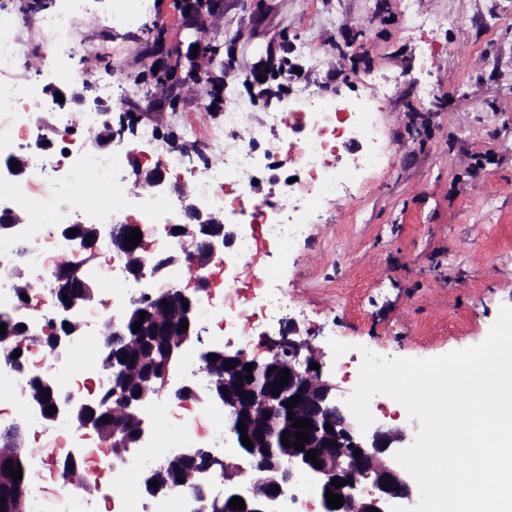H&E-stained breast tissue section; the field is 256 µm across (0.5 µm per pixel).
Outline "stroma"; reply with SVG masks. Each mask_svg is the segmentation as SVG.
<instances>
[{
  "label": "stroma",
  "instance_id": "obj_1",
  "mask_svg": "<svg viewBox=\"0 0 512 512\" xmlns=\"http://www.w3.org/2000/svg\"><path fill=\"white\" fill-rule=\"evenodd\" d=\"M429 22L409 25L404 0H223L209 36L232 66L228 87L207 108V87L186 83L177 110L160 106L155 83L140 76L184 53L180 0H142L132 26L109 29L111 0L74 22L75 57L67 83L46 81V107L31 112L52 146L34 186L40 207L56 196L52 166L71 127L104 101L113 122L124 113L154 128L153 147L125 135L115 149L124 171L163 170L167 181L196 193L171 155L201 168L235 150L210 136L225 110L245 102L242 121L263 126L264 146L290 174L293 155L276 113L304 96L372 101L376 142L346 138L328 154L343 168L366 153L380 161L343 198L324 204L320 220L289 258L267 246L243 268L276 269L287 308L276 316L250 309L249 357L265 360L267 337L293 325L315 347L325 377L351 394L359 346L388 358H432L481 343L501 306H512V0H417ZM33 0H0V15L18 17L17 37L30 71L55 60ZM166 29L163 44L153 30ZM286 57L292 76L271 80L281 101L252 99L248 70L268 45ZM84 91V102L71 94ZM350 344L334 356L330 339Z\"/></svg>",
  "mask_w": 512,
  "mask_h": 512
}]
</instances>
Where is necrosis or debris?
I'll return each mask as SVG.
<instances>
[{
  "label": "necrosis or debris",
  "mask_w": 512,
  "mask_h": 512,
  "mask_svg": "<svg viewBox=\"0 0 512 512\" xmlns=\"http://www.w3.org/2000/svg\"><path fill=\"white\" fill-rule=\"evenodd\" d=\"M92 0H61L59 11L44 16L43 23L55 45L58 56L70 55L74 50L73 21L86 13ZM14 23L0 18V113L9 114L14 123V133L0 135V153L13 149L27 150L33 170H41L43 159L37 142L30 138L27 116L30 109L44 106L40 78L22 84L4 81V74L16 69L20 50L13 34ZM245 105L225 112L217 136L236 140L235 151L225 157L222 164L203 168L195 175L199 191L193 202L217 214L238 217V234L234 241V257L224 266V299L207 301L200 305L198 314L203 321L223 323L226 333L237 336L241 345H248L249 332L245 325L246 313L237 311L235 294L243 273L239 257L254 253L258 239L279 248H286L306 236L314 223L321 203L331 202L342 196L367 169L372 156L354 161L344 170L330 168L325 155L336 139L343 136L372 138L375 130L367 120L366 106L353 100L339 103L315 95L306 96L298 109L289 110L284 119L285 133L298 136L299 143L291 158L296 179L287 186L290 207L288 211H270L263 205L251 203L247 195L255 172L267 159L261 151L264 141L261 127L246 126L241 122ZM62 160L58 165V201L52 202L41 220L24 224L22 235L29 243L25 265L32 282L37 285L41 302L29 310H16L14 284L7 275H0V313H16L30 330L36 333L51 321L54 313L51 267L63 257L75 254L73 243L62 235L53 233V226L71 223L74 205L70 199L74 186L85 185L102 189L103 196L92 208V215L102 224L111 223L114 215L136 208L146 223L168 210V198L149 194L134 195L121 178L119 153H93L83 141L74 138L61 148ZM234 184L241 193L235 201H226L223 189ZM50 379L58 389L80 395L88 388L103 390L110 383V372L101 363L100 349L82 335L72 337L67 348L60 353L36 351L33 361L21 370L0 365V390H6L15 401V416L29 429L42 427L40 414L33 409L26 389L33 377ZM189 433L165 438H151L149 451L131 453L121 467L111 465L108 449L100 447L92 436L76 427L69 416H60L50 431L47 443L31 449L30 476L33 485L41 484L47 462L74 459L79 480L59 482L53 497L34 492L29 499L28 512H74L73 504L83 494L85 482L112 485V504L109 512H133L131 502L124 492L128 476L145 474L158 469L166 459L180 454L191 442Z\"/></svg>",
  "instance_id": "obj_1"
}]
</instances>
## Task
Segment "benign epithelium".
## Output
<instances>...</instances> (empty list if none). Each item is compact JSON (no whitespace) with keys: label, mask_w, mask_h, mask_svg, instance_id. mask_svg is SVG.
<instances>
[{"label":"benign epithelium","mask_w":512,"mask_h":512,"mask_svg":"<svg viewBox=\"0 0 512 512\" xmlns=\"http://www.w3.org/2000/svg\"><path fill=\"white\" fill-rule=\"evenodd\" d=\"M185 7L190 9L184 20V28L191 31L194 37L192 45L199 47L198 52L190 51L183 57L164 62L157 69V75L177 81L181 72L199 85L211 84L215 68L228 72V65L219 59V52L209 39L208 32L212 16L218 8V0H184ZM273 61L265 57L263 65L251 70L246 75L245 84L256 96H266L264 85L273 76ZM126 127L116 130L112 126L111 113L103 107L97 108L96 126L87 130L86 144L93 150L103 149L111 145L116 137L123 136ZM19 163L12 168L10 161ZM29 159L24 155H11L4 162L3 171L18 178L25 174ZM136 183L144 190L158 195L168 196L181 193L176 186L166 181L165 174L160 170L143 171L134 168ZM25 219L20 211L10 206H0V236L13 235ZM141 225L126 223L122 226L101 224L94 228V245L85 242L78 244L79 250L96 251L97 243L102 236H107L112 252L124 259L126 274L138 281L147 277L154 279L159 287L140 295L138 302L144 305L147 316L137 333L125 328L124 321L114 315L108 318L112 328L119 336H143L160 332L158 309L176 310V317L166 335L183 336L182 345L186 346L201 340L197 307V294L205 293L210 288L209 276L205 270L213 263L224 266V256L229 254L236 236L235 228L226 224L194 204H186L182 208L181 221L165 225L167 236L174 239V244L165 252L158 253L139 242L135 247L125 246V236L131 234ZM190 265L195 271L194 294L180 287L171 280L169 270L177 265ZM85 269V261L78 260L69 265L55 263L53 277L58 288H71L79 281V273ZM83 308L82 303L73 302L69 305H58L55 309L56 347L65 342L61 326L70 322V317ZM187 328L180 329V324ZM269 357L259 362L248 356L243 349L224 351V359L233 363V368L224 369V394L217 395L212 388L206 389V397L213 403L224 406V418L228 423V434L234 441L238 451L249 456L254 464V477L245 485L228 483L227 471H219L215 463L219 458L208 449L202 447L186 448L181 457L196 463L193 480L185 484H172L165 478L164 469L148 474V480H156L159 487H145V493L156 496L173 488L187 500L189 512H209L213 506H224V512H286L288 505L298 501L299 482L303 477L318 486L322 512H369L375 507L378 512H388L392 505L411 503L419 495L415 480L400 468L394 454L407 447V435L384 424H374L364 433L344 404V395L338 393L336 384L323 377L322 370L310 368L311 363L319 362L316 349L310 341L299 335L293 328H284L278 337L267 338ZM253 364L252 370L245 366ZM273 365V375L263 385H256L258 375ZM289 371L288 382L275 396L271 393L272 383L279 380L283 371ZM252 379H247V376ZM170 368H165L161 375V385L154 390L159 395L169 391L172 400L183 402L197 399L196 388L185 382L173 388L170 383ZM299 396V401L292 408L294 419L288 421L289 446L287 455L281 456L273 452V439L282 430L281 410L285 396ZM33 404L41 411L46 425L51 427L60 415L73 416L85 414L92 404L78 402L71 396L55 389L51 400L44 402L35 400ZM55 407L57 411L50 414L47 408ZM304 419L311 421L306 429L309 441L304 443V450L294 447L297 442L294 427L295 421ZM245 422L247 436L253 443L249 449L241 441L239 422ZM332 431H327L325 425ZM361 450V456H355V450ZM310 450L318 453L317 461L321 468H316L306 458ZM337 478L343 486L337 488L332 479ZM370 486L368 493L360 491L361 485ZM343 496L344 503L339 508H332L327 503L326 490ZM240 497L245 508L234 509L230 500Z\"/></svg>","instance_id":"benign-epithelium-1"}]
</instances>
